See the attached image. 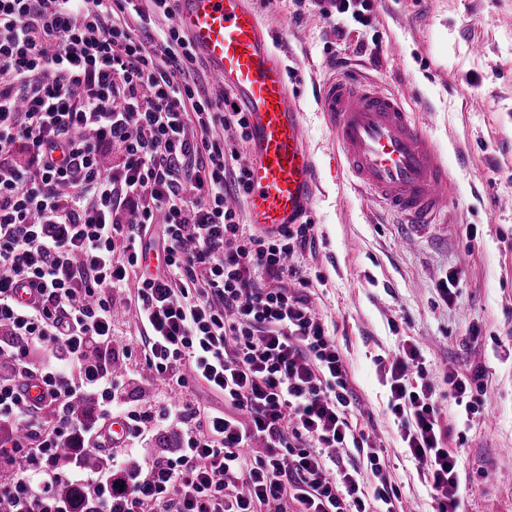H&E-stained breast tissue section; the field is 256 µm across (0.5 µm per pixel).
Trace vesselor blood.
Instances as JSON below:
<instances>
[{
    "label": "vessel or blood",
    "mask_w": 512,
    "mask_h": 512,
    "mask_svg": "<svg viewBox=\"0 0 512 512\" xmlns=\"http://www.w3.org/2000/svg\"><path fill=\"white\" fill-rule=\"evenodd\" d=\"M178 23L246 112L249 223L267 235L301 223L319 183L287 67L248 0H177ZM321 110L340 167L402 223H431L448 202V171L401 97L359 74L331 78Z\"/></svg>",
    "instance_id": "obj_1"
}]
</instances>
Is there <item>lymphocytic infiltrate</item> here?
Segmentation results:
<instances>
[{"label": "lymphocytic infiltrate", "mask_w": 512, "mask_h": 512, "mask_svg": "<svg viewBox=\"0 0 512 512\" xmlns=\"http://www.w3.org/2000/svg\"><path fill=\"white\" fill-rule=\"evenodd\" d=\"M142 2L0 0V512H396L398 489L352 422L336 338L292 262L315 226L269 237L225 205L248 192V117L210 93L179 26L151 29ZM376 9L327 0L320 14L368 27ZM128 287L140 362L162 385L150 403L127 399L136 376L116 367L129 349L113 297ZM380 370L436 512H460L441 420L478 412L483 372L433 378L411 338ZM200 380L223 409L201 410ZM90 392L104 419H123V447L74 417ZM153 422L179 427L182 448L124 474ZM77 439L108 464L59 469ZM350 446L366 448L368 476L338 456ZM61 480L91 500L59 498Z\"/></svg>", "instance_id": "lymphocytic-infiltrate-1"}]
</instances>
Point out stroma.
Wrapping results in <instances>:
<instances>
[{"label": "stroma", "mask_w": 512, "mask_h": 512, "mask_svg": "<svg viewBox=\"0 0 512 512\" xmlns=\"http://www.w3.org/2000/svg\"><path fill=\"white\" fill-rule=\"evenodd\" d=\"M290 70L320 186L308 216L316 242L296 258L310 305L336 338L356 399L354 421L384 450L399 512H434L406 456L377 361L402 338L425 365L483 369L484 409L457 425L451 447L463 512H512V0H378L374 27L337 39L314 0H250ZM379 38L371 59L359 43ZM356 70L398 93L448 167L446 214L397 223L337 169L319 90ZM474 248H467V240ZM457 271L452 302L438 285Z\"/></svg>", "instance_id": "1"}]
</instances>
